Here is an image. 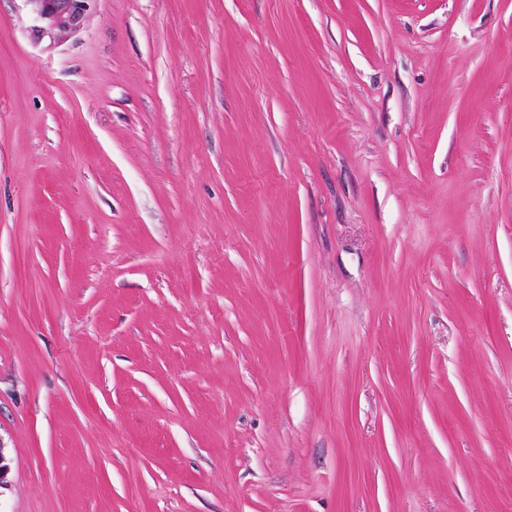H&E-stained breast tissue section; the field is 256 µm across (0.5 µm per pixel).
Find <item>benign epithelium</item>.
Wrapping results in <instances>:
<instances>
[{
  "label": "benign epithelium",
  "mask_w": 512,
  "mask_h": 512,
  "mask_svg": "<svg viewBox=\"0 0 512 512\" xmlns=\"http://www.w3.org/2000/svg\"><path fill=\"white\" fill-rule=\"evenodd\" d=\"M31 6V32L38 40L60 43L78 33L98 0H25Z\"/></svg>",
  "instance_id": "obj_1"
}]
</instances>
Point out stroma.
Masks as SVG:
<instances>
[{
  "mask_svg": "<svg viewBox=\"0 0 512 512\" xmlns=\"http://www.w3.org/2000/svg\"><path fill=\"white\" fill-rule=\"evenodd\" d=\"M0 0V512H512V0ZM31 6L37 40L60 43L78 33L98 0H25Z\"/></svg>",
  "mask_w": 512,
  "mask_h": 512,
  "instance_id": "1",
  "label": "stroma"
}]
</instances>
